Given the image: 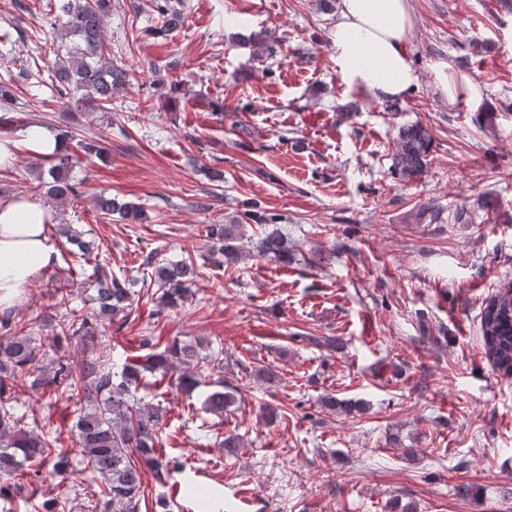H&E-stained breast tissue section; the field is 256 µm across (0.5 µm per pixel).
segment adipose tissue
Returning a JSON list of instances; mask_svg holds the SVG:
<instances>
[{
	"label": "adipose tissue",
	"instance_id": "ef3b65f1",
	"mask_svg": "<svg viewBox=\"0 0 512 512\" xmlns=\"http://www.w3.org/2000/svg\"><path fill=\"white\" fill-rule=\"evenodd\" d=\"M415 23L411 0H340L331 43L342 81L376 103L404 95L417 80L408 56ZM53 219L35 197L0 203V309L16 304L55 262Z\"/></svg>",
	"mask_w": 512,
	"mask_h": 512
}]
</instances>
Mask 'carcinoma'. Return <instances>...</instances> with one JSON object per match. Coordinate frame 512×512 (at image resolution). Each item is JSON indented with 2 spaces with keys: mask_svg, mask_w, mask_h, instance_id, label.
I'll return each instance as SVG.
<instances>
[{
  "mask_svg": "<svg viewBox=\"0 0 512 512\" xmlns=\"http://www.w3.org/2000/svg\"><path fill=\"white\" fill-rule=\"evenodd\" d=\"M153 2L161 21L159 32L172 33L183 26L184 0ZM111 8V0H62L63 22L54 28L56 38L68 43V47L66 57L52 69L51 82L59 83L60 94L76 96L101 110L108 109L114 94L129 82L128 71L112 61L111 48L105 41V22ZM13 98V79H1L0 102L6 115H0V127L6 131L13 125V118L7 115ZM54 138L62 141L65 149L48 156V170L37 166L32 172L39 179L48 174L47 203L63 208L81 196L70 178L74 163L82 157L101 160L105 151L83 140L70 147V133L65 130L56 131ZM430 150L431 137L425 127H400L393 157L394 174L405 183L419 180L428 167ZM96 207L101 216L111 221L134 224L143 220V206L137 203H118L100 196ZM252 222L261 230L256 239L247 234V225ZM59 234L77 248L74 256L94 261L96 307L92 318L78 319L75 311H65L69 299L61 296L55 308L64 313L56 324L55 352L49 360L35 337L11 331V322L0 319V329L4 330L0 335V477L11 480L23 469L36 477L48 466L53 473L63 475L71 465L68 453L61 450L60 435L22 427L25 413L20 411L14 384L22 376L30 377L33 391L60 393L78 406L72 439L81 448L86 466L100 479L97 495L103 512H139L141 466L150 468L156 480L163 483L170 462L158 449L164 430L161 408L140 405L136 393L173 379L181 391L191 393L205 371L221 365L222 350L208 339L194 344L174 339L160 352L126 359L118 372L111 370L101 354H91L79 362L72 360L66 346L75 342L91 352L95 340L93 322L112 324L117 318L128 317L134 290L131 281L112 273L106 259L91 256L82 233L72 225H62ZM207 237L213 241L207 261L217 268L256 256L285 265L293 260L279 217L261 213L256 202L228 224L207 225ZM142 266L146 277L157 286L158 305L176 308L188 300L198 276L194 261L164 262L150 252ZM481 335L484 354L492 368L504 375L512 373V280L485 300ZM147 376L153 378V383L145 381ZM217 384L219 389L206 397L205 404L212 412L222 414L236 397L222 390L224 380Z\"/></svg>",
  "mask_w": 512,
  "mask_h": 512,
  "instance_id": "cac0c4a2",
  "label": "carcinoma"
}]
</instances>
